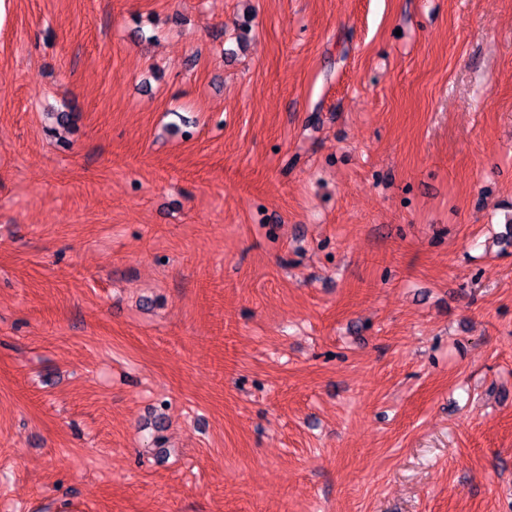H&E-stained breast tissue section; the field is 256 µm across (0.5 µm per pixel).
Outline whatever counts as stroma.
Here are the masks:
<instances>
[{
	"label": "stroma",
	"instance_id": "35a3bbf8",
	"mask_svg": "<svg viewBox=\"0 0 512 512\" xmlns=\"http://www.w3.org/2000/svg\"><path fill=\"white\" fill-rule=\"evenodd\" d=\"M512 0H0V512H512Z\"/></svg>",
	"mask_w": 512,
	"mask_h": 512
}]
</instances>
